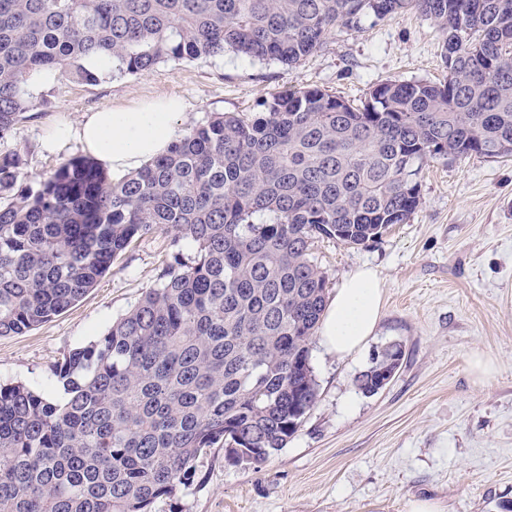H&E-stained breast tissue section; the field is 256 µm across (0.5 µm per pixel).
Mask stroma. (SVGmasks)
Returning a JSON list of instances; mask_svg holds the SVG:
<instances>
[{
    "mask_svg": "<svg viewBox=\"0 0 512 512\" xmlns=\"http://www.w3.org/2000/svg\"><path fill=\"white\" fill-rule=\"evenodd\" d=\"M441 50L434 21L407 11L356 30L336 28L290 67L228 51L94 85L59 72L43 88L51 106L30 110L0 152L19 151L33 185L65 156L80 154L41 148L63 119L165 95L186 101L185 129L216 113L258 117L263 101L294 88L357 101L387 80L444 82ZM167 246L161 232L138 239L68 310L0 336V384L64 399L57 362L154 287ZM313 253L331 291L358 266L379 271L384 307L370 343L339 359L312 342L318 398L287 445L258 468L210 449L197 462L200 484L158 499L151 512H405L412 498L435 501L442 512H502L512 502V160L426 159L408 223L365 246L323 239ZM394 342L405 351L399 372L377 394H363L358 375ZM476 353L495 361L487 380L470 370Z\"/></svg>",
    "mask_w": 512,
    "mask_h": 512,
    "instance_id": "stroma-1",
    "label": "stroma"
}]
</instances>
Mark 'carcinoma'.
I'll use <instances>...</instances> for the list:
<instances>
[{"mask_svg":"<svg viewBox=\"0 0 512 512\" xmlns=\"http://www.w3.org/2000/svg\"><path fill=\"white\" fill-rule=\"evenodd\" d=\"M406 10L445 35L439 85L386 81L359 105L288 90L252 120L187 129L120 180L78 156L34 190L21 154L0 153V336L63 313L134 239L169 238L156 287L55 366L64 401L0 384V512H151L194 484L209 448L267 462L318 396L315 240L366 245L407 223L429 156H512V0H0L1 141L50 104L31 92L44 69L96 84L227 49L289 66L339 26ZM91 53L112 70H88ZM403 358L385 347L359 390L377 393Z\"/></svg>","mask_w":512,"mask_h":512,"instance_id":"obj_1","label":"carcinoma"}]
</instances>
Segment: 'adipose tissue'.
I'll return each mask as SVG.
<instances>
[{
  "instance_id": "ef3b65f1",
  "label": "adipose tissue",
  "mask_w": 512,
  "mask_h": 512,
  "mask_svg": "<svg viewBox=\"0 0 512 512\" xmlns=\"http://www.w3.org/2000/svg\"><path fill=\"white\" fill-rule=\"evenodd\" d=\"M184 111L181 98L165 96L133 108H102L85 113L77 123L56 127L44 147L60 153L77 143L121 178L166 153ZM383 298L384 283L375 270L364 267L345 277L320 322L324 348L339 358L363 350L380 322Z\"/></svg>"
}]
</instances>
